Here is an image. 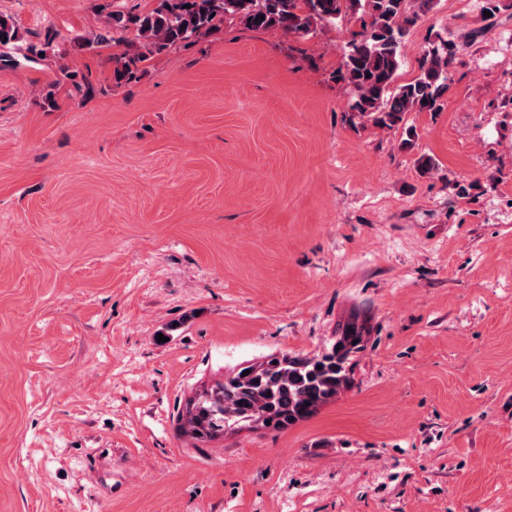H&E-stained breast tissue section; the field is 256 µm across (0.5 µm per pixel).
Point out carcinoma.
<instances>
[{"label":"carcinoma","mask_w":512,"mask_h":512,"mask_svg":"<svg viewBox=\"0 0 512 512\" xmlns=\"http://www.w3.org/2000/svg\"><path fill=\"white\" fill-rule=\"evenodd\" d=\"M435 6L436 0H158L145 12L108 13L98 30L81 40L86 50L116 43L118 35L129 30L143 40V51L117 61L111 81L119 85L134 79L148 56L209 34L226 19H237L254 30L302 37L327 24L354 19L360 30L343 48L333 77L354 93L350 121L390 130L401 126L411 112L442 108L449 67L458 51L452 34L435 33L422 50L418 75L407 83H396L406 36ZM22 39L16 22L0 16V49H20ZM54 42L55 36L47 33L40 46L25 47V58L41 60L54 51ZM62 89L89 96L97 86L89 76L61 68L43 94L48 107L57 106ZM363 332L364 326L353 319L318 355H271L229 371L223 380L185 400L177 413L179 430L197 441H210L231 426L278 432L309 418L349 388L347 364L351 354L363 349Z\"/></svg>","instance_id":"obj_1"}]
</instances>
